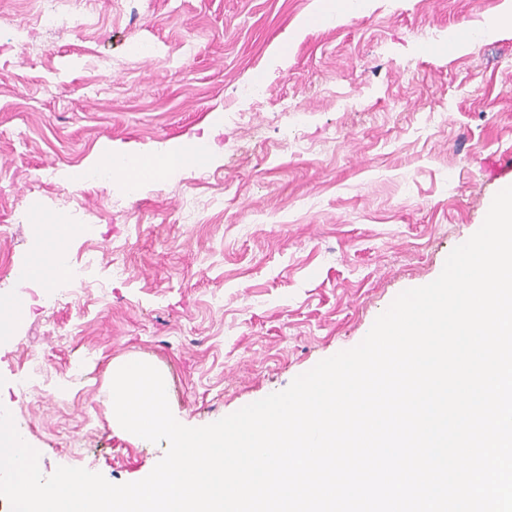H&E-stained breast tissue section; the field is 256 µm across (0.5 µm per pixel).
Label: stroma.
Wrapping results in <instances>:
<instances>
[{"label": "stroma", "instance_id": "1", "mask_svg": "<svg viewBox=\"0 0 512 512\" xmlns=\"http://www.w3.org/2000/svg\"><path fill=\"white\" fill-rule=\"evenodd\" d=\"M82 34L0 0V406L43 475L145 478L166 442L112 419V367L166 378L191 427L286 389L358 345L426 285L512 185V0H60ZM477 43L442 46L463 27ZM24 29L26 57L15 48ZM149 44L131 55L130 42ZM268 92L236 99L243 82ZM204 139L207 167L65 190L103 147L161 157ZM70 227L89 285L40 290L21 214Z\"/></svg>", "mask_w": 512, "mask_h": 512}]
</instances>
